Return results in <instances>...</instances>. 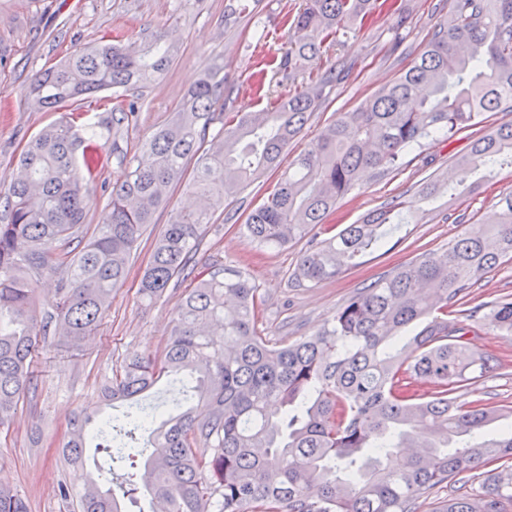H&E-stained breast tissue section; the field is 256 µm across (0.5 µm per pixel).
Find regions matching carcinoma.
I'll return each mask as SVG.
<instances>
[{
    "label": "carcinoma",
    "mask_w": 512,
    "mask_h": 512,
    "mask_svg": "<svg viewBox=\"0 0 512 512\" xmlns=\"http://www.w3.org/2000/svg\"><path fill=\"white\" fill-rule=\"evenodd\" d=\"M378 8V0H305L269 67L309 81L259 111H224L234 88L221 66L210 67L144 145V158L129 163L93 228L85 216L103 166L97 123L78 126L65 114L21 152L20 174L0 194L1 429L35 390L39 341L51 335L69 351L84 350L168 189L193 172L194 202L155 239L138 293L152 302L180 276L194 286L164 349L131 358L105 386L106 402H131L123 417L70 422L68 462L81 463L91 442L110 449L79 512H125L122 499L141 489L167 512H417V501L442 487L450 494L437 512H512V472L496 467L512 460V405L459 400L486 375L488 357L464 340L467 325L448 320L474 281L512 260V194L487 217L486 232H463L447 250L399 266L346 299L323 330L290 344L259 330L263 298L246 273L217 260L198 273L189 267L224 203L278 168L338 79L323 64L324 48ZM174 59L162 31L137 51L101 40L37 73L28 98L59 112L99 92L144 88ZM487 112H512V0H453L408 70L327 125L242 230L271 250L321 228L327 237L300 255L296 274L315 285L334 280L380 244L386 227L418 223L422 204L454 195L455 184L436 176L415 198L384 203L335 233L327 223L338 201L366 174L401 168L423 140H450ZM111 115L112 128L128 125L137 102L117 99ZM506 163L512 121L455 161L483 180ZM50 279L56 314L43 316L35 292ZM486 320L512 334V301L498 302ZM164 377L187 381L185 404L167 415L145 411L139 400ZM500 421L499 435L486 438ZM480 468L486 475L476 488L465 474ZM0 512H27L2 483Z\"/></svg>",
    "instance_id": "1"
}]
</instances>
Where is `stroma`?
Wrapping results in <instances>:
<instances>
[{"label": "stroma", "mask_w": 512, "mask_h": 512, "mask_svg": "<svg viewBox=\"0 0 512 512\" xmlns=\"http://www.w3.org/2000/svg\"><path fill=\"white\" fill-rule=\"evenodd\" d=\"M402 16L382 13L354 35L338 38L323 59L344 76L327 89L321 106L311 114L302 133L282 156L290 163L306 150L322 129L340 113L353 111L373 92L406 71L423 51L432 32L448 17V0H401ZM301 0H0V191H7L17 171L25 143L58 120L55 112L31 108L27 87L32 76L64 59L76 49L119 35L123 44L144 43L146 36L166 29L178 48L170 69L142 92L136 122L119 133L103 131L108 160L98 185L90 192L86 221L98 223L112 186L125 174L126 163L142 156L144 144L166 124L188 90L218 64L237 95L229 109L252 112L268 98L253 91L254 74L264 58L280 56L287 40L285 16L295 14ZM266 34L255 42V31ZM472 137L463 132L449 141L426 140L409 153L400 171L371 175L341 199L331 218L337 228L355 223L366 212L394 198L410 199L426 179L452 170L460 195L439 197L428 205L426 217L388 235L366 254L360 266L315 286L295 281L293 272L306 242L279 250L260 251L237 230L248 213L274 187L271 172L256 182L205 229L195 255L197 266L213 260L248 273L265 301L259 324L265 336L292 343L322 330L344 300L379 277L422 253L447 248L458 234L482 229L501 197L512 193V168H503L491 181L452 168L454 158L469 150ZM188 182L174 185L167 205L158 210L133 258L126 282L112 295L93 343L81 353L47 342L39 350L35 392L20 402L8 431L0 433V473L19 491L28 512H74L90 473L101 463L97 449H87L85 462L67 464L59 450L67 440L73 417L105 410L118 414L122 401L105 406L103 387L113 372L135 355H152L164 348L176 323L180 300L190 281L172 280L157 300L144 303L138 284L149 260L155 236L175 210L188 200ZM512 300V261L478 279L466 298L468 307L482 310ZM477 352L499 358L475 394L495 406L512 402V340L483 322L468 335ZM66 485L70 499L57 488Z\"/></svg>", "instance_id": "1"}]
</instances>
